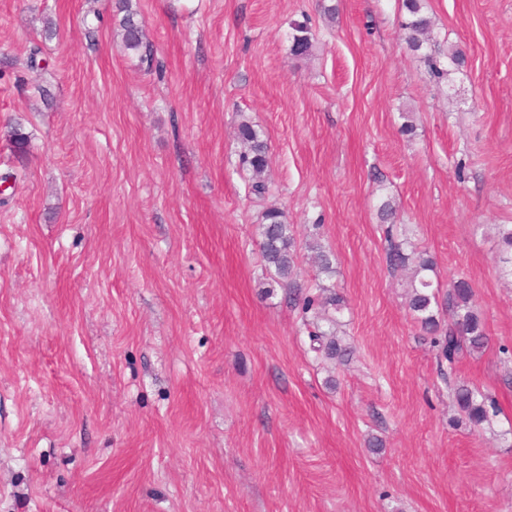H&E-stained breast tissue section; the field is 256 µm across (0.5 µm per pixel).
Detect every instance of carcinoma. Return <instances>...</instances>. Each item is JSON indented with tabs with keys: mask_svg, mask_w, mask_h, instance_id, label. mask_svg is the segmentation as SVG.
<instances>
[{
	"mask_svg": "<svg viewBox=\"0 0 512 512\" xmlns=\"http://www.w3.org/2000/svg\"><path fill=\"white\" fill-rule=\"evenodd\" d=\"M406 19L402 22L405 43L412 51H418L430 41L432 21L423 13L422 0H402ZM116 11L122 14L119 20V36L125 50L135 52L146 61L151 60L152 51L144 42L143 28L132 12L128 0H118ZM292 51L304 55L312 46V34L305 24L296 23L293 27ZM429 74L435 79L448 77V68L459 67L464 63L463 54L456 50L446 53L439 45L425 55ZM238 138L243 144L238 154L240 169L251 173L249 193L262 197L267 192L263 177L267 167L268 143L262 131L247 121L238 127ZM385 228L386 262L393 272L413 267V276L408 284L407 308L421 330L430 338L436 350L437 369L443 381L448 383L451 396L461 419L469 426L480 429L490 423L497 412L494 403L479 388L457 377L456 364L466 351H480L488 343L484 321L474 309V291L470 283L459 278L443 290L430 277L434 271V261L424 251L408 249L406 229L396 224V210L392 203L384 200L378 207ZM260 252L265 269L272 282L288 289L301 304V311L307 314L318 311L320 321L328 325L324 330L320 325L308 331L310 350L327 359L343 362L351 354V347L343 344L336 336L337 315L346 308L344 297L329 292L318 285L314 290H303L298 283V248L293 225L286 220L285 213L271 208L264 213L262 224L258 225ZM499 243L506 257L504 262L512 264V226L498 227Z\"/></svg>",
	"mask_w": 512,
	"mask_h": 512,
	"instance_id": "carcinoma-1",
	"label": "carcinoma"
}]
</instances>
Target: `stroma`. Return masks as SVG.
I'll return each instance as SVG.
<instances>
[{
  "mask_svg": "<svg viewBox=\"0 0 512 512\" xmlns=\"http://www.w3.org/2000/svg\"><path fill=\"white\" fill-rule=\"evenodd\" d=\"M115 2L0 0V512H512V0H424L465 58L441 82L401 0H130L148 63ZM383 199L433 280L474 290L490 342L457 375L497 403L482 429L452 422ZM270 206L347 302L344 363L263 293ZM116 11L124 13L119 20V36L125 50L138 53L141 60L151 61L152 51L144 42L143 28L132 12L128 0H118ZM238 138L243 144V148L238 154V165L240 169L251 173L249 193L256 197H262L268 189L263 177L267 167V140L262 131L254 128L248 121L240 122Z\"/></svg>",
  "mask_w": 512,
  "mask_h": 512,
  "instance_id": "1",
  "label": "stroma"
}]
</instances>
